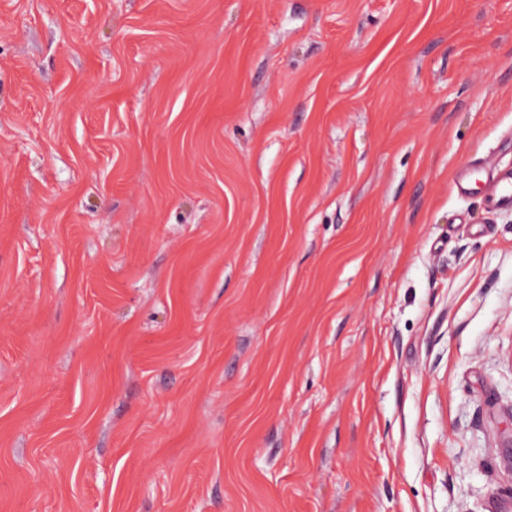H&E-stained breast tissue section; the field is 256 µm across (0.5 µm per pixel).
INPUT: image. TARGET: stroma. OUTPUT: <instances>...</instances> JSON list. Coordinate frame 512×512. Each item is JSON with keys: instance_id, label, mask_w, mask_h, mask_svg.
Masks as SVG:
<instances>
[{"instance_id": "1", "label": "stroma", "mask_w": 512, "mask_h": 512, "mask_svg": "<svg viewBox=\"0 0 512 512\" xmlns=\"http://www.w3.org/2000/svg\"><path fill=\"white\" fill-rule=\"evenodd\" d=\"M505 172L512 0H0V512H512ZM488 204L491 207H509L512 206V175L498 179L493 191L488 197Z\"/></svg>"}]
</instances>
